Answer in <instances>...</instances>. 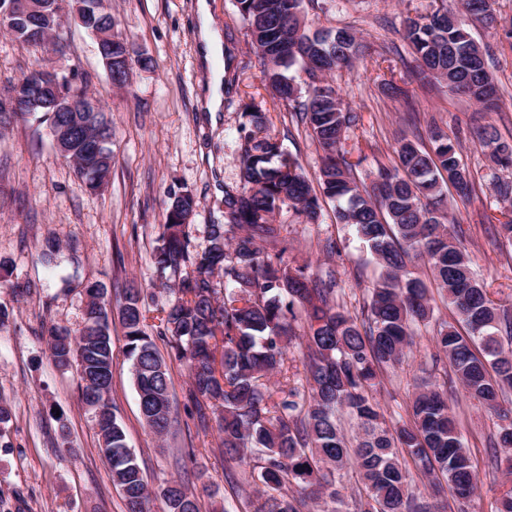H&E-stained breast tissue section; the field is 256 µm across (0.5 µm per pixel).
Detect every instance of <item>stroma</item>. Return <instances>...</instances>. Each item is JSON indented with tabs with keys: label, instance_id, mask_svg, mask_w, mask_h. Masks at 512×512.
I'll use <instances>...</instances> for the list:
<instances>
[{
	"label": "stroma",
	"instance_id": "1",
	"mask_svg": "<svg viewBox=\"0 0 512 512\" xmlns=\"http://www.w3.org/2000/svg\"><path fill=\"white\" fill-rule=\"evenodd\" d=\"M208 3L236 78L215 126L199 109L209 72L196 40V0H111L115 34L152 59L151 68H134L122 88L112 85L95 40L77 23L69 25L71 51L63 58L0 33V90L45 59L86 80L112 121V171L98 193L55 152L46 125L33 120L0 131V309L6 312L0 318V405L11 413L9 422L0 424V512H14L19 504L25 512H126L111 466L99 452L94 414L81 399L77 372L59 368L49 350L52 327L81 328L85 288L94 281L104 284L111 311L109 403L149 487L180 482L195 495L200 512H254L260 486L250 480L249 464H225L216 421L200 427L187 400L192 382L187 365L157 336L160 312L183 276L159 271L153 255L171 193L191 192L199 203L188 228L195 249L206 247L208 224L223 222L224 189L240 184L246 144L242 105L254 101L267 107L269 129L309 180L318 178L321 151L294 113L271 109L259 58L234 0ZM431 4L306 0L304 10L309 31L349 25L365 45L352 69L331 77L358 115L345 133V147L359 161L358 184H370L378 169L393 165L399 138L414 137L427 146L430 128L439 127L457 144L473 180L470 198L451 189L444 206L465 231L466 250L490 298L512 308V245L498 234V219L508 209L498 189L512 184V161H495L484 144L492 131L512 146V0H497L494 25L473 31L499 90L494 112L445 85L416 79L405 19L429 13ZM389 80L406 99L383 94L381 86ZM335 210V202L323 201L317 223L309 224L285 206L274 221L287 229L282 245L289 261L314 275H333L339 304L356 314L381 270L353 230L337 223ZM328 239L336 241L337 253L323 250ZM48 252L54 257L50 266L44 262ZM132 281L144 290L146 331L155 336L169 369L174 424L162 436L142 420L126 354L120 307ZM434 307V323L415 327L406 358L389 368L374 396L389 421L402 423L418 384L446 383L448 404L477 473L474 496L451 504L449 512H496L511 454L489 447L498 419L474 406L451 374L435 326L451 312L439 301Z\"/></svg>",
	"mask_w": 512,
	"mask_h": 512
}]
</instances>
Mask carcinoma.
Returning a JSON list of instances; mask_svg holds the SVG:
<instances>
[{
    "mask_svg": "<svg viewBox=\"0 0 512 512\" xmlns=\"http://www.w3.org/2000/svg\"><path fill=\"white\" fill-rule=\"evenodd\" d=\"M434 0L426 15L407 17L417 77L437 81L490 112L499 107L498 90L474 63L481 46L470 25L484 23L496 0H460L462 12H448ZM247 36L262 65L273 103L299 114L322 151L320 193H315L297 162L282 156L276 136L265 130V109L251 102L242 116L252 127L241 155L243 186L224 190V223L208 225L207 246L190 249L186 228L198 204L189 192L173 193L154 260L161 271L190 267L179 296L161 310L159 335L169 340L190 369L189 399L206 418L216 414L223 434L224 459L253 456V470L264 486L255 512H301L305 497L283 492L294 482L330 512H343L345 486L336 476L355 472L365 512H440L443 506L411 488L400 454L433 477L435 494L449 492L461 503L471 498L476 474L465 448L447 391L427 383L417 388L410 423H387L373 391L388 368L400 363L412 344V327L434 317L429 288L409 269L420 259L432 271L440 295L467 334L443 321L439 345L470 401L500 421L492 447L512 450V310L489 299L463 246L462 232L443 208L448 185L466 195L470 179L456 144L440 131L425 150L406 137L396 149L398 164L381 171L371 187H361L344 148L345 132L356 116L343 104L327 75L350 68L363 53L360 33L350 27L310 33L303 0H236ZM15 39L32 43L17 23V11L0 18ZM303 83L290 74L295 66ZM92 123L79 131L65 156L87 188L107 184L112 165V125L106 113H89ZM341 202L336 223L351 227L382 268L369 289L361 316L335 307L336 281L306 275L280 246L283 225L273 221L282 206L307 222L321 213L318 195ZM224 273V289L214 283ZM304 313L302 338L308 393L290 374L288 350L295 335L289 319ZM139 409L156 434L172 422L169 375L154 338L145 331L140 291L128 288L120 310ZM66 327L50 330L51 357L60 367L82 366L95 388L82 387V399L96 412L100 452L112 467L113 483L127 512H148L147 483L128 447L123 427L111 411L112 343L106 307L84 313L68 345L57 342ZM358 428L348 434L342 417ZM166 512H199L194 495L180 483L160 488Z\"/></svg>",
    "mask_w": 512,
    "mask_h": 512,
    "instance_id": "carcinoma-1",
    "label": "carcinoma"
}]
</instances>
